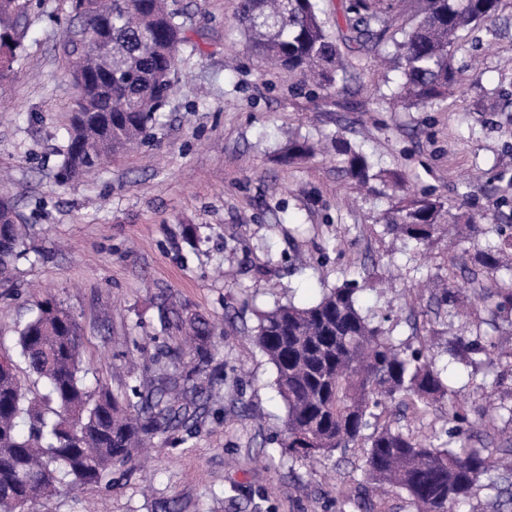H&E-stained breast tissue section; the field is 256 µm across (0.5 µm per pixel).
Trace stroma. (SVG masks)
<instances>
[{
    "mask_svg": "<svg viewBox=\"0 0 512 512\" xmlns=\"http://www.w3.org/2000/svg\"><path fill=\"white\" fill-rule=\"evenodd\" d=\"M236 0H175L190 39L174 93L151 139L74 183L57 178L67 107L77 90L63 72L64 0H42L24 51L0 89V195L33 228L29 259L0 277V354L52 298L81 327L89 384L115 394L153 379L129 368L136 349L160 345L189 361L178 325L197 316L217 333L223 419L205 416L182 444L170 435L111 487L58 486L33 512H343L366 478L363 448L327 462L296 461L277 442L285 407L271 363L251 335L257 314L355 280L363 311L404 346L433 341L458 400L512 404L506 366L449 362L448 338L484 322L512 325L476 299L487 284L474 261L492 225H512V0L495 24L462 31L456 84L424 107L394 104L401 72L394 47L351 53L347 82L331 91L262 66L234 19ZM341 137L373 165L358 190L335 152L283 163L289 139ZM427 196L458 215L483 214L456 248L436 238L395 239L380 217L400 196ZM470 316H449L448 262Z\"/></svg>",
    "mask_w": 512,
    "mask_h": 512,
    "instance_id": "obj_1",
    "label": "stroma"
}]
</instances>
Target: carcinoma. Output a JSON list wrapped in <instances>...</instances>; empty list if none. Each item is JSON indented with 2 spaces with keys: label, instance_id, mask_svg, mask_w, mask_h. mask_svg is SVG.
<instances>
[{
  "label": "carcinoma",
  "instance_id": "cac0c4a2",
  "mask_svg": "<svg viewBox=\"0 0 512 512\" xmlns=\"http://www.w3.org/2000/svg\"><path fill=\"white\" fill-rule=\"evenodd\" d=\"M414 4V23L393 40L402 60L398 97L420 106L448 94L451 59L458 34L477 21H494L500 0H344L345 41L353 52L377 48L402 4ZM74 20L61 44L66 75L92 48L73 40L77 30L94 35L109 25L112 60L106 80L76 84L77 95L66 127L67 145L58 168L59 182L100 167L116 154L144 144L169 103L187 43L184 24L168 0H67ZM33 0H0V15L25 20ZM235 18L260 61L302 81L332 89L344 80L348 64L318 15V0H238ZM24 33H0L10 55L0 61V79L12 72ZM313 153L309 140L296 137L283 154L291 162ZM346 174L369 182L366 154L336 139ZM449 211L429 197L404 199L384 216L404 241L425 245L444 232ZM479 252L489 286L481 299L494 310H512V234L496 229ZM25 227L11 200L0 198V274L27 256ZM360 288L345 282L304 306H276L259 318L253 338L275 369V384L286 416L281 447L300 460L329 459L367 441L364 471L373 483L405 492L415 512H457L480 478L497 468L484 448L461 439L470 424L467 410L448 400L446 440L421 439L393 428L382 416L402 406L415 416L432 413L448 395V384L429 357L431 345L406 353L381 323L359 305ZM195 363H165L171 349L162 345L152 358L156 378L116 396L89 388L80 366V326L61 304L46 300L18 331V357L28 374L45 384L38 394L17 375L14 360L0 363V512L56 491L65 478L74 486L109 485L112 472L134 461L135 449L156 434L189 431L209 410L205 367L214 357L208 323L188 320ZM508 338L477 333L457 336L448 354L467 364L483 361L512 365ZM500 505L512 502L508 478L491 484Z\"/></svg>",
  "mask_w": 512,
  "mask_h": 512
}]
</instances>
